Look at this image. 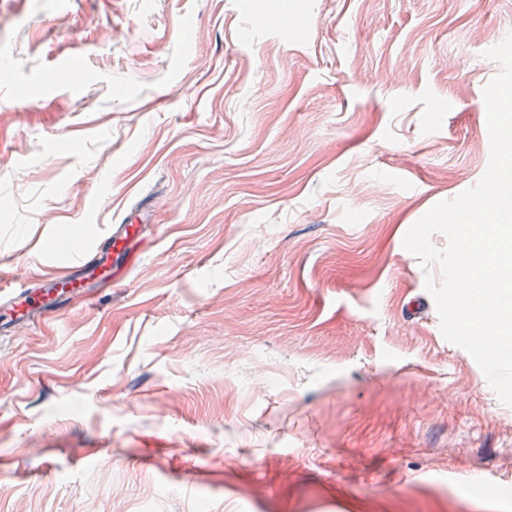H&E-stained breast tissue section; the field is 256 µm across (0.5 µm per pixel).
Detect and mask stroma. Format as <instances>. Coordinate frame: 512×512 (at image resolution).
I'll use <instances>...</instances> for the list:
<instances>
[{
  "instance_id": "stroma-1",
  "label": "stroma",
  "mask_w": 512,
  "mask_h": 512,
  "mask_svg": "<svg viewBox=\"0 0 512 512\" xmlns=\"http://www.w3.org/2000/svg\"><path fill=\"white\" fill-rule=\"evenodd\" d=\"M511 32L512 0H0V277L151 211L115 286L0 331V512H512V406L403 246L484 174Z\"/></svg>"
}]
</instances>
